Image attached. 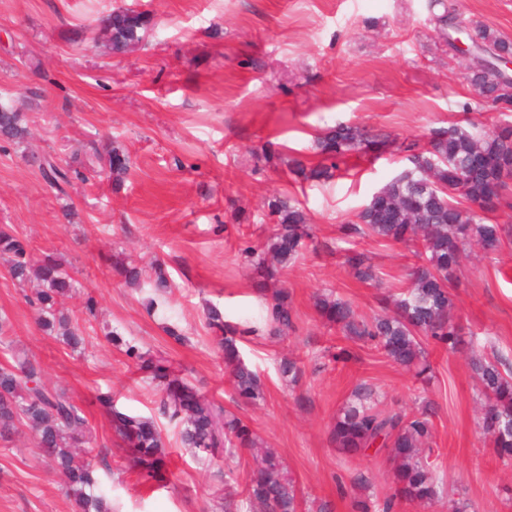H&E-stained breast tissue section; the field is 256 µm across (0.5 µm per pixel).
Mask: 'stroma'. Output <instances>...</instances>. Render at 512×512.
Listing matches in <instances>:
<instances>
[{
    "label": "stroma",
    "mask_w": 512,
    "mask_h": 512,
    "mask_svg": "<svg viewBox=\"0 0 512 512\" xmlns=\"http://www.w3.org/2000/svg\"><path fill=\"white\" fill-rule=\"evenodd\" d=\"M121 4L149 12L153 27L145 47L115 57L95 40L97 18ZM457 12L461 27L482 24L512 38V0H457ZM428 18V0H0V98L25 112L32 132L27 147L0 143V225L34 255L62 260L80 290L66 304L70 315L87 293L100 316L86 351H72L41 330L1 259L0 315L12 324L13 348L36 356L46 383L84 405L91 454L117 512H215L219 498L240 497L253 462L242 450L223 468H205L172 433L171 484L151 485L128 468L95 397L108 394L120 409L150 415L156 396L107 341L112 330L191 371L203 393L244 418L282 457L304 512L324 501L332 512H350L354 495L377 502L394 492L385 454L348 457L329 441L332 420L362 382L376 389L383 409L409 414L425 397L437 407L432 461L440 497L399 512H512V459L500 457L478 426L471 361L497 355L512 364V241L493 255L469 248L455 316L474 349L430 350L434 377L426 388L367 348L346 362L315 365L323 347L346 344L319 315L317 295L333 293L369 317L380 312L382 293L408 283L414 259L404 245L356 240L375 284L356 280L338 253L340 225L354 222L406 161L391 145L350 158L346 175L312 182L291 180L285 158L313 157L315 134L339 123L423 144L433 129L465 118L486 129L512 121V112L488 108L463 114L462 103L475 96L466 62ZM112 142L132 160L121 185L78 182L64 201L43 181L39 158L66 164L85 145ZM283 192L300 201L334 251L305 253L282 269L294 328L243 344L264 384V401L252 407L232 392L203 307L216 305L232 321L257 317L263 300L238 249L267 241V203ZM119 258L164 261L175 288L156 312L144 306L149 286L124 284L113 267ZM168 324L183 342L166 334ZM284 355L303 366L297 386L276 371ZM358 473L365 485L353 484ZM0 512H73L29 430L0 442Z\"/></svg>",
    "instance_id": "1"
}]
</instances>
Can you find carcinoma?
<instances>
[{"mask_svg": "<svg viewBox=\"0 0 512 512\" xmlns=\"http://www.w3.org/2000/svg\"><path fill=\"white\" fill-rule=\"evenodd\" d=\"M431 2L442 7L434 21L446 41L448 30L457 28L455 0ZM99 22L114 54L134 51L151 28L150 14L131 6L115 7ZM466 35L476 54L492 63L512 56V39L487 26L476 25ZM466 79L476 93L477 104L512 112V87L497 81L491 70L472 64L467 67ZM29 137L26 115L0 99V140L23 145ZM390 141L387 133L339 123L317 134L315 148L321 157L317 164L308 168L294 160L289 172L305 180H328L345 157L378 151ZM399 150L406 153L409 166L363 204L356 221L343 226L342 238L373 236L409 247L414 258L409 286L391 298L386 313L370 318L358 315L349 302L331 294L320 296L317 306L344 339L376 349L425 382L432 373L427 347L449 352L460 349L463 332L453 314L455 299L450 288L462 254L473 245L496 253L505 238H512V215L504 224L492 220L512 189V122H502L491 131L480 130L473 123L468 127L451 123L433 130L426 146L402 143ZM39 168L57 195L66 196L73 179L89 180L87 170L114 183L123 182L131 158L125 148L114 146L106 158L81 161L77 168L62 167L50 157L44 158ZM267 207L274 223L267 244L263 248L247 244L239 249L240 257L261 273L256 291L262 298L268 285L278 282L280 266L309 247L318 248L310 218L297 200L284 193L269 200ZM0 254L11 258L9 274L18 286L37 282L38 289L28 302L38 311L44 330L51 333L58 328L64 344L73 349L84 346L87 325L96 317L97 300L86 296L82 318L70 322L59 315V306L77 294V287L57 259L47 255L33 261L27 244L7 225L0 226ZM343 258L357 280L378 281L364 254L348 249ZM149 286L154 296L147 299L145 307L151 311L156 298L173 288L162 265L154 267ZM266 312L263 325L268 335L282 336L293 329L288 288L273 289ZM205 319L215 333L236 397L253 405L263 401L260 375L244 361L239 349L260 328L251 321L231 322L212 304L205 308ZM9 327L8 319L0 317V345L10 351V359L0 364V441H10L19 427H27L36 447L60 477L74 512H112L101 490L98 469L86 458L93 436L84 409L66 390L43 383L44 367L39 360L11 349L12 342L6 340ZM109 335L127 360L149 375L159 395L158 414L178 429L182 447L208 465L235 449L247 450L254 468L246 496L254 512H301L296 482L288 477L279 456L265 449L264 441L241 417L200 393L191 381L175 373L168 360L150 355L114 331ZM502 366V359L495 355L474 363L481 394L494 400L485 410L480 428L501 457L512 458V370ZM278 372L293 385L303 374L300 364L288 357L280 360ZM97 400L109 415L114 443L126 448L131 466L148 480L165 481L169 452L158 421L121 411L108 395H99ZM377 404L376 390L366 382L358 384L330 427V443L348 456L375 448L395 464V493L383 501L378 512H396L405 501H434L433 404L425 401L411 415L382 411Z\"/></svg>", "mask_w": 512, "mask_h": 512, "instance_id": "obj_1", "label": "carcinoma"}]
</instances>
